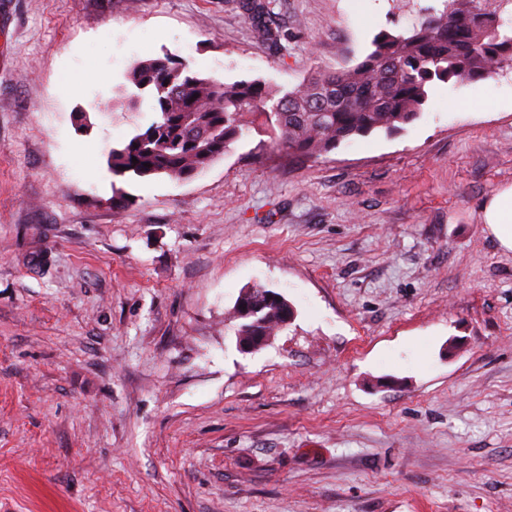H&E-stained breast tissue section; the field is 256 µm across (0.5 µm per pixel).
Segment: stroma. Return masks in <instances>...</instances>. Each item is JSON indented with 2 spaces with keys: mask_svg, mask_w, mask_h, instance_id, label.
<instances>
[{
  "mask_svg": "<svg viewBox=\"0 0 512 512\" xmlns=\"http://www.w3.org/2000/svg\"><path fill=\"white\" fill-rule=\"evenodd\" d=\"M245 2L0 0V512H512V71L319 158L112 176L133 62L288 91L434 0H270L277 41ZM254 285L294 317L246 353ZM481 217L499 247L512 252V184L500 187L486 200Z\"/></svg>",
  "mask_w": 512,
  "mask_h": 512,
  "instance_id": "obj_1",
  "label": "stroma"
}]
</instances>
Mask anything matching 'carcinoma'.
Returning <instances> with one entry per match:
<instances>
[{"mask_svg": "<svg viewBox=\"0 0 512 512\" xmlns=\"http://www.w3.org/2000/svg\"><path fill=\"white\" fill-rule=\"evenodd\" d=\"M404 31L381 32L358 63L318 72L284 93L260 80L231 84L199 77L164 55L135 62L126 79L138 93L126 109L149 100L156 119L114 147L107 164L115 177L189 180L255 130L288 153L318 158L341 143L375 131L393 134L414 121L437 81H479L512 69V0L485 10L482 0H439ZM246 10L269 39L268 5L249 0ZM137 162H132V159ZM254 327L240 320L236 335L268 336L288 326L271 304Z\"/></svg>", "mask_w": 512, "mask_h": 512, "instance_id": "carcinoma-1", "label": "carcinoma"}]
</instances>
